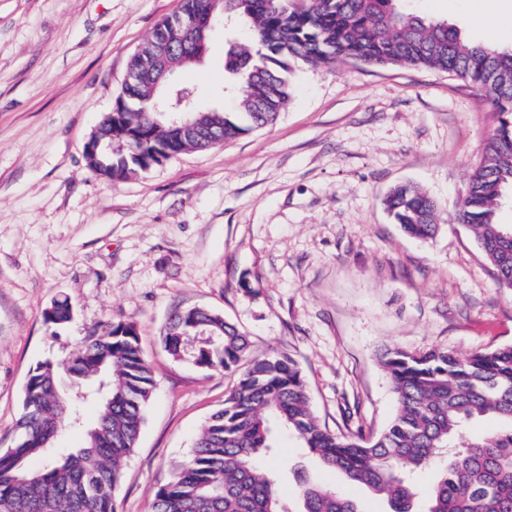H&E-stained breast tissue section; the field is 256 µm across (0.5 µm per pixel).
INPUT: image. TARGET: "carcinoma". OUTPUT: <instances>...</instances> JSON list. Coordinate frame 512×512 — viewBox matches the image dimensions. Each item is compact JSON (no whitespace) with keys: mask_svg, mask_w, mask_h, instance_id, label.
<instances>
[{"mask_svg":"<svg viewBox=\"0 0 512 512\" xmlns=\"http://www.w3.org/2000/svg\"><path fill=\"white\" fill-rule=\"evenodd\" d=\"M404 0H178L150 37L171 32L178 18L199 11L224 17L228 49L225 89L233 112H210L203 138H180L172 118L144 111L148 98L196 97L188 86L145 81L149 45L130 57L128 81L112 112L99 122L101 147L86 156L98 176L118 181L148 171L172 155L209 148L272 125L288 98L293 62L332 67L348 59L446 71L484 93L497 125L483 160L471 172L456 221L468 226L496 271L512 284V226L495 220L499 190L512 184V49L465 39L446 21L410 12ZM250 44L235 38L239 27ZM207 43L185 33L173 45L180 70L201 60ZM396 223L428 240L439 231L438 205L419 186L402 184L386 200ZM71 304L54 302L47 324L71 321ZM177 361L211 374L234 373L224 405L204 424L188 457L155 491L151 512H287L277 481L258 460L274 447L278 429L291 432L320 466L344 474L383 497L390 512H418L412 477L446 456L423 512H512V345L458 357L443 349L413 354L386 350L381 365L393 384L396 413L377 437L337 436L317 422L298 363L286 354L245 360L248 342L231 323L202 308L176 309L160 333ZM61 364L47 360L26 381L14 446L0 449V512H117L115 490L134 452L154 388L134 324L117 322L83 340L67 388ZM97 407L84 424L82 409ZM491 417L501 428L472 438L466 425ZM84 430L83 444L51 453L65 428ZM299 512H360L356 502L301 476Z\"/></svg>","mask_w":512,"mask_h":512,"instance_id":"cac0c4a2","label":"carcinoma"}]
</instances>
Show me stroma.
Here are the masks:
<instances>
[{
  "label": "stroma",
  "instance_id": "stroma-1",
  "mask_svg": "<svg viewBox=\"0 0 512 512\" xmlns=\"http://www.w3.org/2000/svg\"><path fill=\"white\" fill-rule=\"evenodd\" d=\"M176 5L0 0V448L13 443L30 369L72 359L107 324L134 323L155 389L116 491L119 512H150L236 382L167 354L160 331L174 309L220 313L246 334L249 356H292L319 423L367 439L396 411L383 349L466 356L512 345V288L454 220L495 108L446 72L299 64L271 126L114 183L87 168L84 144L130 56ZM405 6L469 40L512 47V0L489 29L472 24L487 0ZM177 80L202 107L233 109L223 31ZM408 182L438 204L433 240L407 235L386 209ZM64 298L75 318L50 328L44 312ZM260 465L276 473L287 512L300 468L362 512H387L342 473L317 470L287 432Z\"/></svg>",
  "mask_w": 512,
  "mask_h": 512
}]
</instances>
